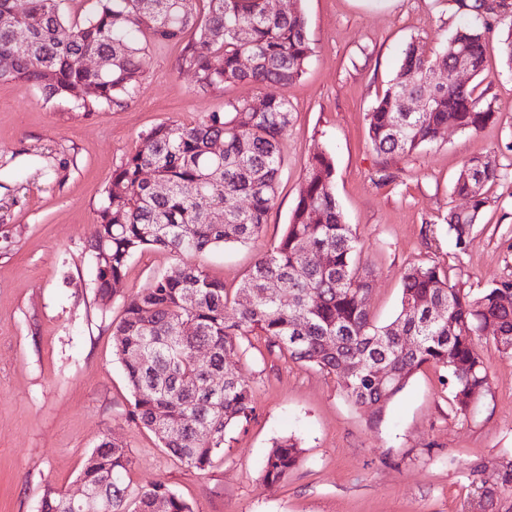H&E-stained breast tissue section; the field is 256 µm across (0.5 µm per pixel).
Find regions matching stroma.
Here are the masks:
<instances>
[{"label":"stroma","mask_w":512,"mask_h":512,"mask_svg":"<svg viewBox=\"0 0 512 512\" xmlns=\"http://www.w3.org/2000/svg\"><path fill=\"white\" fill-rule=\"evenodd\" d=\"M312 55L288 87L248 82L213 92L180 70L181 46L153 43L134 98L121 107L73 110L41 91L0 80V512H40L47 487H77L86 457L104 437L123 444L137 490L161 481L193 512H460L472 480L500 488L512 456V357L479 347L492 397L458 417L431 367L420 370L382 415L349 402L335 376L260 340H241L228 363L254 389L255 413L228 436L203 471L161 448L129 417L132 396L114 352L112 325L125 303L178 262L149 249L130 262L108 305L94 288L89 246L113 171L163 123H196L231 102L287 94L293 120L280 144L277 197L262 232L243 245L196 256L235 291L281 236L309 158L332 156L334 191L375 280L367 305L380 322L398 310L413 264L462 275L472 289L512 277V70L490 54L475 93L494 122L441 134L408 157L377 154L367 114L409 44L432 50L461 18L450 0H301ZM496 156L495 203L459 251L444 218L465 200L452 192L468 158ZM292 436L300 464L278 482L263 461Z\"/></svg>","instance_id":"stroma-1"}]
</instances>
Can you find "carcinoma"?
Returning <instances> with one entry per match:
<instances>
[{
    "label": "carcinoma",
    "mask_w": 512,
    "mask_h": 512,
    "mask_svg": "<svg viewBox=\"0 0 512 512\" xmlns=\"http://www.w3.org/2000/svg\"><path fill=\"white\" fill-rule=\"evenodd\" d=\"M62 0H0V80L40 90L45 99L74 109L121 106L132 99L146 73L148 42H182L179 69L198 89L215 90L247 81L283 88L301 77L312 53L306 21L296 5L271 14L267 0H92L82 21L67 20ZM465 23L447 44L427 55L411 44L396 74L368 112V134L380 155L409 156L437 143L444 127L478 131L496 120L474 89L453 81L452 45L464 46L471 75L487 55L498 53L512 68V0H453ZM25 28V49L13 46ZM79 54L111 59L106 71L77 69ZM252 58L245 69L241 59ZM449 74L443 86L429 76ZM427 97L424 112H405L402 96ZM227 104L224 114L194 123H163L115 169L90 244L100 299L122 281L132 258L150 248L181 257L226 244H244L266 223L281 175L280 141L293 113L288 97ZM223 146L219 155L215 143ZM150 178H145V175ZM332 157L309 160L297 203L284 234L259 258L230 298L224 282L196 265L178 264L154 278L124 306L112 328L115 356L132 393L130 418L149 429L161 447L190 468L205 470L224 453L228 431L250 421L253 387L229 369L226 359L242 337L254 336L289 357L337 377L350 402L380 413L422 367L443 372L455 414L468 418L472 399L492 394L488 368L476 339L492 323L490 337L512 357V278L475 292L433 264L404 270L400 310L387 324L367 307L371 273L362 268L358 237L345 223L333 185ZM500 178L491 155L467 159L453 193L467 208L448 212V233L464 252L482 212L495 203L489 190ZM204 194L223 210L212 223L199 208ZM251 299L247 305L239 297ZM414 337L409 344L405 337ZM208 353L204 362L195 353ZM350 373H345V370ZM392 377L379 383L378 370ZM302 460L294 437L276 441L263 466L279 481ZM131 459L106 437L87 457L79 478L96 494L112 498V512H192L168 485L155 482L134 494L125 477ZM462 512H498L500 493L472 482ZM41 512H72L66 491L46 489Z\"/></svg>",
    "instance_id": "1"
}]
</instances>
